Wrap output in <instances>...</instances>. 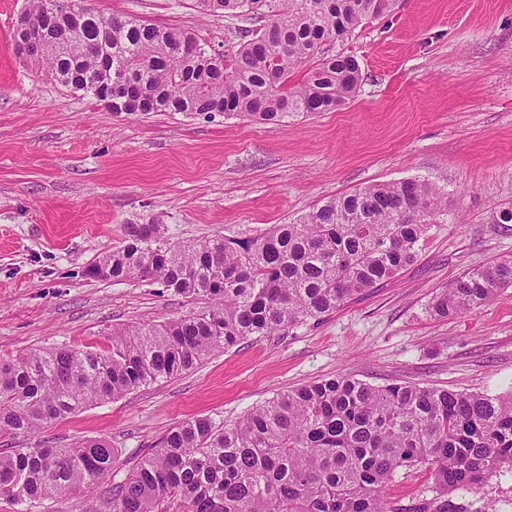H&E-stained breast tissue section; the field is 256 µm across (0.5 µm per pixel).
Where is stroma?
Wrapping results in <instances>:
<instances>
[{"label": "stroma", "mask_w": 512, "mask_h": 512, "mask_svg": "<svg viewBox=\"0 0 512 512\" xmlns=\"http://www.w3.org/2000/svg\"><path fill=\"white\" fill-rule=\"evenodd\" d=\"M104 17L193 32L231 54L254 19L208 18L193 0H92ZM29 0H0V356L107 345L112 325L190 311L144 282L90 279L128 224L162 225L173 243L243 239L291 224L329 198L417 179L448 196L395 278L317 323L253 337L197 368L45 425L52 444L104 438L122 481L175 425L237 420L277 393L333 376L497 393L512 386V288L448 317L433 296L512 255L491 223L512 203V0H397L392 14L336 43L362 83L343 110L273 125L239 117L111 111L13 50ZM399 512L441 502L423 467L387 487ZM452 512H512V482L449 495Z\"/></svg>", "instance_id": "obj_1"}]
</instances>
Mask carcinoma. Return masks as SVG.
I'll return each instance as SVG.
<instances>
[{"label": "carcinoma", "instance_id": "cac0c4a2", "mask_svg": "<svg viewBox=\"0 0 512 512\" xmlns=\"http://www.w3.org/2000/svg\"><path fill=\"white\" fill-rule=\"evenodd\" d=\"M59 14L29 60L112 111L146 97L155 112L245 117L278 124L346 106L360 87L351 55L329 52L396 0H194L206 16L258 18L225 64L195 34L93 7ZM447 197L418 180L330 198L294 224L246 239L173 244L159 224H127L125 244L85 267L89 278L150 280L195 309L159 324H117L102 349L56 347L0 357V434L26 441L0 452V498L35 512L70 490L108 480L112 444L47 445L51 421L172 379L244 340L318 322L394 278ZM512 287V255L452 282L431 310L448 316ZM431 471L441 497L512 477V388L498 394L330 377L277 394L227 423L202 416L171 428L127 477L86 512H397L388 481Z\"/></svg>", "mask_w": 512, "mask_h": 512}]
</instances>
